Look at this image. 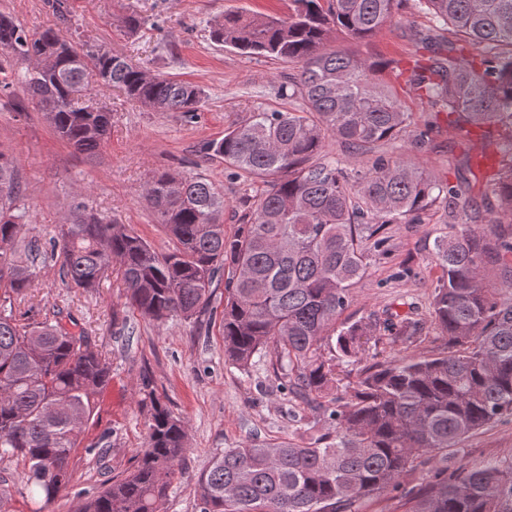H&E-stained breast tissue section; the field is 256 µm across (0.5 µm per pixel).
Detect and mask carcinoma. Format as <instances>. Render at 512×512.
Masks as SVG:
<instances>
[{"label":"carcinoma","instance_id":"cac0c4a2","mask_svg":"<svg viewBox=\"0 0 512 512\" xmlns=\"http://www.w3.org/2000/svg\"><path fill=\"white\" fill-rule=\"evenodd\" d=\"M288 17L224 12L214 42L243 54L298 65L278 90L292 109L257 110L224 129L206 150L224 168L263 188L242 224L224 234V191L198 173L165 170L143 198L174 241L162 254L136 232L81 202L59 226L51 256L68 288L96 290L118 272L126 305L142 317L190 320L224 278L225 361L270 358L282 388L326 399L327 432L313 442H242L213 456L196 481L198 512H355L365 500L394 497L419 465L455 453L469 435L512 418V0H416L442 32L443 49L403 69L329 47L340 35L363 42L393 22L403 0H289ZM405 79L448 125L508 131L507 158L486 175L499 200L483 223L454 224L434 241L442 275L431 317L447 347L362 369L351 390L329 396L336 362L384 337L418 335L417 322L391 315L338 320L366 274L389 224L453 219L469 203L458 190L403 157L377 156L350 179L326 152L334 138L360 154L401 139L409 113L378 69ZM154 112L200 110L204 90L150 74L100 47L79 49L60 30L31 35L0 13V94L22 86L58 136L93 156L108 140L112 114L87 104L89 72ZM17 161L0 152V455L27 466L29 493L48 503L73 482L70 455L112 371L84 332L59 319L19 323L17 298L33 287L38 241L19 244L29 214L20 205ZM497 271L491 288L486 270ZM145 448L133 468L86 499L82 512H160L187 451V422L154 390ZM405 512H512V456L469 468L437 469L412 487Z\"/></svg>","mask_w":512,"mask_h":512}]
</instances>
